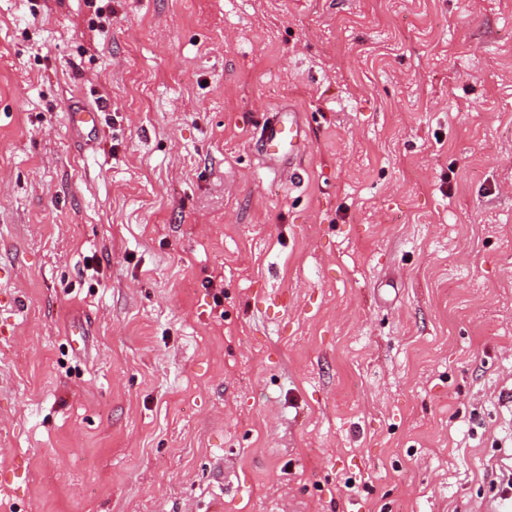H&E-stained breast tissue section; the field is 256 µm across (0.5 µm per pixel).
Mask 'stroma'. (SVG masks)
Wrapping results in <instances>:
<instances>
[{
    "label": "stroma",
    "instance_id": "35a3bbf8",
    "mask_svg": "<svg viewBox=\"0 0 512 512\" xmlns=\"http://www.w3.org/2000/svg\"><path fill=\"white\" fill-rule=\"evenodd\" d=\"M4 273L0 512H512V0H0ZM66 117L68 124L82 135L87 146H93L96 143L101 124L99 109L67 103ZM284 113L277 111L259 127L262 152L270 163L278 162L280 158L286 157L285 150L287 148L289 159L293 148L304 140V132L296 119V114L289 112L287 117Z\"/></svg>",
    "mask_w": 512,
    "mask_h": 512
}]
</instances>
